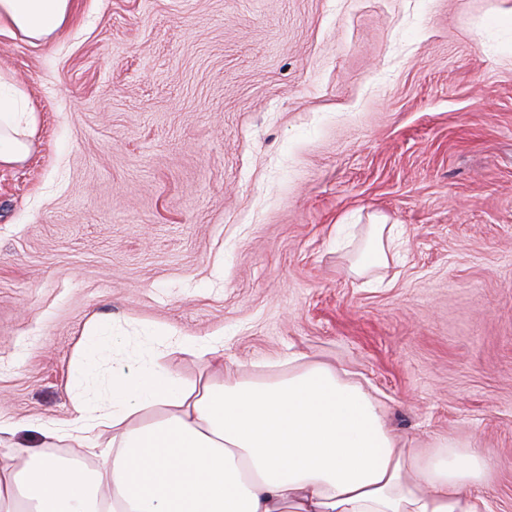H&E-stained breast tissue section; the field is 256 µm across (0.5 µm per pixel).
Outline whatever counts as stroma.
I'll return each instance as SVG.
<instances>
[{"mask_svg": "<svg viewBox=\"0 0 512 512\" xmlns=\"http://www.w3.org/2000/svg\"><path fill=\"white\" fill-rule=\"evenodd\" d=\"M512 0H73L0 35L39 136L0 168V419L71 417L86 321L224 335L247 378L302 350L415 446L489 449L512 512ZM382 273L349 266L373 217ZM351 237L333 240L334 225ZM72 0H0V33L51 44L67 25ZM370 226L371 244L365 255L364 266L388 268L392 228L386 223H373Z\"/></svg>", "mask_w": 512, "mask_h": 512, "instance_id": "35a3bbf8", "label": "stroma"}]
</instances>
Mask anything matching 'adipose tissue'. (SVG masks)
<instances>
[{
	"label": "adipose tissue",
	"instance_id": "adipose-tissue-1",
	"mask_svg": "<svg viewBox=\"0 0 512 512\" xmlns=\"http://www.w3.org/2000/svg\"><path fill=\"white\" fill-rule=\"evenodd\" d=\"M72 0H0V33L51 44ZM26 89L0 70V167L24 163L38 137ZM202 360L189 382L163 354ZM286 373L246 379L224 363V337L159 341L92 316L70 367V439L98 468L48 455L15 467L0 437L8 512H492L488 449L444 435L409 447L384 403L331 362L293 352Z\"/></svg>",
	"mask_w": 512,
	"mask_h": 512
}]
</instances>
